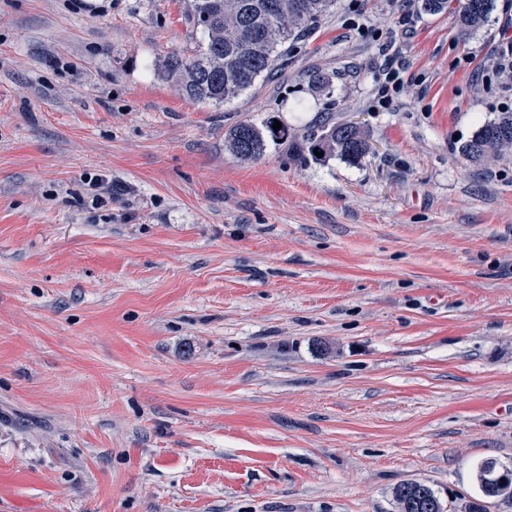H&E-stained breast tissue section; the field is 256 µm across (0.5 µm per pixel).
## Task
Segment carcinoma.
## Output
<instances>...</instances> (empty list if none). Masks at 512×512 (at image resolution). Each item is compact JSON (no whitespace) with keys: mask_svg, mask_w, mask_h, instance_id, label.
Wrapping results in <instances>:
<instances>
[{"mask_svg":"<svg viewBox=\"0 0 512 512\" xmlns=\"http://www.w3.org/2000/svg\"><path fill=\"white\" fill-rule=\"evenodd\" d=\"M430 14L451 13L458 35L467 38L482 29L496 9V0H420ZM336 4V0H191L188 22L206 35V42L182 53L172 52L162 62L163 75L174 81L184 94L198 102L220 105L252 88L258 79L269 76L288 55L285 44L302 37L308 27ZM274 120L261 125L241 122L228 133L230 151L242 160H256L268 142L288 140L295 147L294 158L325 160L341 156L359 159L368 148L365 133L358 126L337 121L328 113L317 124L304 128L302 136L282 127L274 130ZM512 150V112H500L482 124L471 139L459 147L465 159L479 164ZM322 153L317 157L315 152ZM512 472L494 459H486L476 469L481 498L465 504V512H486L484 500L512 501V479L496 483L490 469ZM420 487L428 498H438L428 485L411 481L394 491L399 512H431L426 501L412 495Z\"/></svg>","mask_w":512,"mask_h":512,"instance_id":"cac0c4a2","label":"carcinoma"}]
</instances>
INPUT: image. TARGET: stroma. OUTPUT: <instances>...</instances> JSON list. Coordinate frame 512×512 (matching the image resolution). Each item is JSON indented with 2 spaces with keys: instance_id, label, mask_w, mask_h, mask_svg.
<instances>
[{
  "instance_id": "obj_1",
  "label": "stroma",
  "mask_w": 512,
  "mask_h": 512,
  "mask_svg": "<svg viewBox=\"0 0 512 512\" xmlns=\"http://www.w3.org/2000/svg\"><path fill=\"white\" fill-rule=\"evenodd\" d=\"M417 4L338 0L212 105L157 70L189 0H0V512H463L512 469V155L458 152L512 0L465 41ZM326 112L357 162L224 144ZM491 468L498 471H507L510 474L512 469L501 466L494 459L483 460L476 469V480L479 485L481 497L485 499H499L503 501H512V478L506 483H496L489 479L488 473ZM416 486L424 491L426 497L440 500L435 491L425 483L417 481L402 483L394 491V497L400 512H431L430 508H426V501L424 499L418 504L415 498L418 500L419 498L412 495V489Z\"/></svg>"
}]
</instances>
